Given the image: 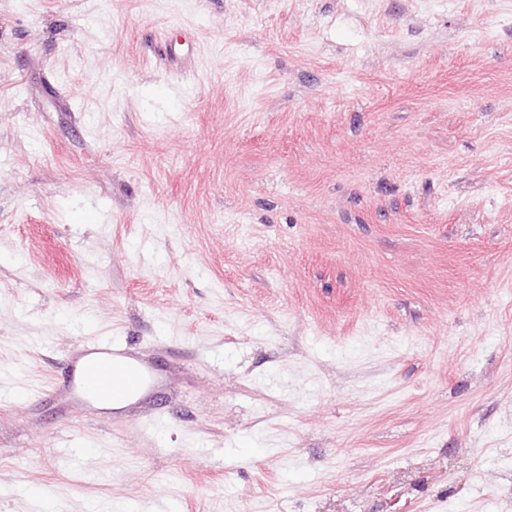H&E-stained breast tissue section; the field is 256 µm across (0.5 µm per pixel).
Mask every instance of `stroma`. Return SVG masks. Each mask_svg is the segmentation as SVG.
<instances>
[{"mask_svg": "<svg viewBox=\"0 0 512 512\" xmlns=\"http://www.w3.org/2000/svg\"><path fill=\"white\" fill-rule=\"evenodd\" d=\"M92 338L159 387L71 411ZM60 507L512 512V0H0V512Z\"/></svg>", "mask_w": 512, "mask_h": 512, "instance_id": "1", "label": "stroma"}]
</instances>
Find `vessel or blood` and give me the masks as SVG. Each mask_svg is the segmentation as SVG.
Returning <instances> with one entry per match:
<instances>
[{"mask_svg":"<svg viewBox=\"0 0 512 512\" xmlns=\"http://www.w3.org/2000/svg\"><path fill=\"white\" fill-rule=\"evenodd\" d=\"M149 374L127 359L125 350L107 338L85 341L65 386L82 401L120 400L147 384Z\"/></svg>","mask_w":512,"mask_h":512,"instance_id":"1","label":"vessel or blood"}]
</instances>
